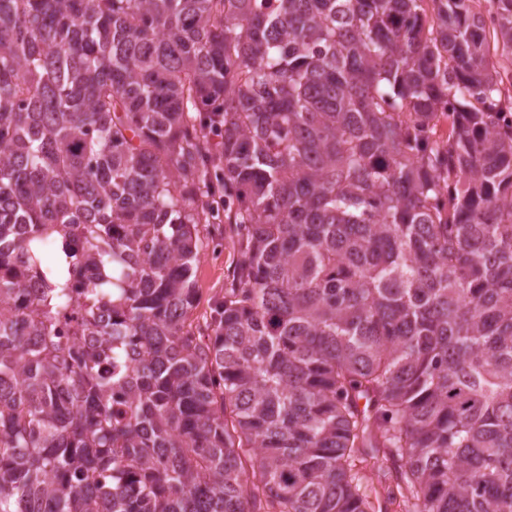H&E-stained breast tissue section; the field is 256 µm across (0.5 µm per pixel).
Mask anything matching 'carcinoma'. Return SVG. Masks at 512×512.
Segmentation results:
<instances>
[{"label":"carcinoma","instance_id":"carcinoma-1","mask_svg":"<svg viewBox=\"0 0 512 512\" xmlns=\"http://www.w3.org/2000/svg\"><path fill=\"white\" fill-rule=\"evenodd\" d=\"M471 2L0 0V512H383L384 468L512 512V0ZM489 40V56L497 70L503 77V83L500 86L502 90V99L510 100L512 98V55L505 54L502 56L501 46L498 51L494 50L492 34ZM220 220H211L208 230L220 238L215 228L223 231L224 249L218 253L213 252V243L200 251L199 261L193 270V285L196 290V300L191 311L190 321L195 328L207 332V325L211 322L212 308L215 303L224 298V282H226L232 270L237 256L236 238L229 233L228 224H224V213L221 211Z\"/></svg>","mask_w":512,"mask_h":512}]
</instances>
